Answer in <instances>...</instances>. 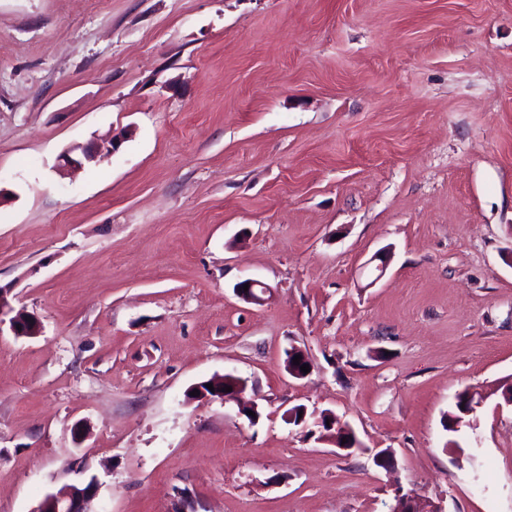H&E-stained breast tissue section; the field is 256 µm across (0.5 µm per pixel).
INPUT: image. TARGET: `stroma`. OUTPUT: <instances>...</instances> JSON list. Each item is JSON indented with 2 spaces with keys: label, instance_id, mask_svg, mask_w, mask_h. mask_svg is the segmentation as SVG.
Returning <instances> with one entry per match:
<instances>
[{
  "label": "stroma",
  "instance_id": "35a3bbf8",
  "mask_svg": "<svg viewBox=\"0 0 512 512\" xmlns=\"http://www.w3.org/2000/svg\"><path fill=\"white\" fill-rule=\"evenodd\" d=\"M0 286V512H512V0H0ZM117 147L118 142L116 141V139H114V137H112V140L109 141L96 143L94 145H89L86 147H77L60 156V161L62 162L60 166H82L85 162H92L95 159L98 152H100L101 150H109L111 148L112 151H115ZM77 149L81 150V154L78 157H72L71 153ZM249 284L248 291H244L243 286ZM236 294L239 298L247 303L255 305H262L265 301V295L270 294V289L264 283L255 279H245L240 282L235 288ZM209 383H212V385H213V390H209L206 387L209 390V392L201 386L202 383L194 386L192 388V391H194V390L200 391V395L197 397H211V398H218L221 400H225V398L229 395L240 394L245 388V383L242 380L239 381V380H235V379L228 378V377L215 378L214 381H211ZM225 386H231L232 391L224 392L223 388ZM472 404H473V399L470 396L468 388L459 392L455 396V401L452 406V409L450 411H448V413H446V415L444 416V427H445V430L448 431V433L455 434V433H458L461 431L462 428H460V429L454 428V425L458 423V421L460 420V417H464L465 420H467V421H469V420L473 421V423L470 422V423H468V425H473V426L475 425V421L478 418L479 410H476V412L469 417H465L463 415V411L469 410L470 408H472ZM472 409L475 410V408H472ZM476 425H477V421H476ZM97 495V482L70 484L48 493L34 512H95L90 506ZM396 505L391 512H442L440 508L431 502H427L412 492L403 493L397 491Z\"/></svg>",
  "mask_w": 512,
  "mask_h": 512
}]
</instances>
